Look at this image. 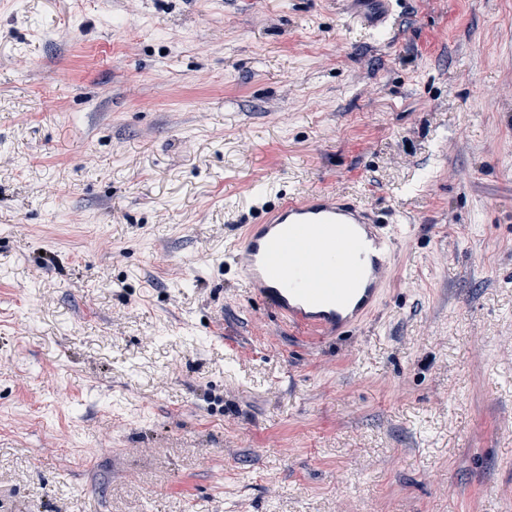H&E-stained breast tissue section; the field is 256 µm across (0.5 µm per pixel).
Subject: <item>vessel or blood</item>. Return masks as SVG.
Masks as SVG:
<instances>
[{"label":"vessel or blood","mask_w":512,"mask_h":512,"mask_svg":"<svg viewBox=\"0 0 512 512\" xmlns=\"http://www.w3.org/2000/svg\"><path fill=\"white\" fill-rule=\"evenodd\" d=\"M392 237L361 201L320 192L266 211L230 260L284 323L341 335L376 309Z\"/></svg>","instance_id":"vessel-or-blood-1"}]
</instances>
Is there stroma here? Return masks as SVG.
I'll list each match as a JSON object with an SVG mask.
<instances>
[{
	"label": "stroma",
	"instance_id": "obj_1",
	"mask_svg": "<svg viewBox=\"0 0 512 512\" xmlns=\"http://www.w3.org/2000/svg\"><path fill=\"white\" fill-rule=\"evenodd\" d=\"M0 0V512H512V0ZM357 198L320 338L224 262ZM400 226L355 198L319 192L266 211L229 256L288 326L341 335L376 309Z\"/></svg>",
	"mask_w": 512,
	"mask_h": 512
}]
</instances>
